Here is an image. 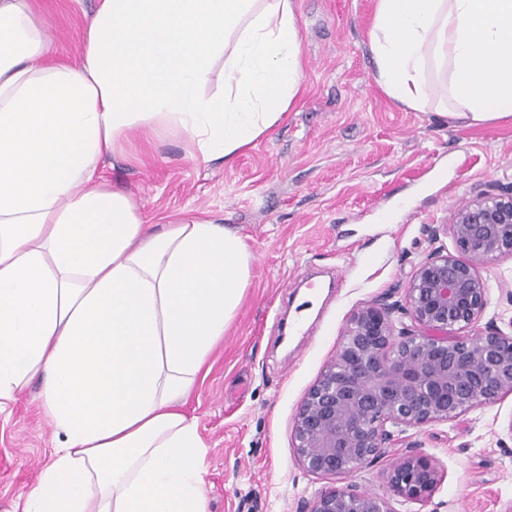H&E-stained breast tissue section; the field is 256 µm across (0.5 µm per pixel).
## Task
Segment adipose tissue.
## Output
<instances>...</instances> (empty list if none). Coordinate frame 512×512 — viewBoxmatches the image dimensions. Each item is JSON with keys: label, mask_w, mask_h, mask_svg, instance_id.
I'll return each mask as SVG.
<instances>
[{"label": "adipose tissue", "mask_w": 512, "mask_h": 512, "mask_svg": "<svg viewBox=\"0 0 512 512\" xmlns=\"http://www.w3.org/2000/svg\"><path fill=\"white\" fill-rule=\"evenodd\" d=\"M368 40L398 105L512 123V0H375ZM303 91L295 0H100L70 61L0 0V410L39 380L53 428L25 512H207L183 406L253 253L209 220L150 231L102 164L133 131L232 162Z\"/></svg>", "instance_id": "1"}]
</instances>
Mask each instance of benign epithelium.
<instances>
[{"label": "benign epithelium", "mask_w": 512, "mask_h": 512, "mask_svg": "<svg viewBox=\"0 0 512 512\" xmlns=\"http://www.w3.org/2000/svg\"><path fill=\"white\" fill-rule=\"evenodd\" d=\"M442 230L461 256L436 252L422 262L405 303H392L386 294L351 314L336 358L296 414L293 448L306 471L346 476L412 428L452 420L512 394V334L491 323L476 336L454 335L490 304L480 268L493 255L512 256V191L478 194ZM398 314L412 327H396ZM387 479L401 502L424 503L442 473L409 442ZM299 512L396 510L384 497L336 487L302 502Z\"/></svg>", "instance_id": "1"}]
</instances>
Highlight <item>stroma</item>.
Listing matches in <instances>:
<instances>
[{
    "mask_svg": "<svg viewBox=\"0 0 512 512\" xmlns=\"http://www.w3.org/2000/svg\"><path fill=\"white\" fill-rule=\"evenodd\" d=\"M61 60L75 58L99 0H35ZM374 0H296L305 92L287 121L231 165L190 157L176 136L102 172L139 200L149 223L204 216L237 231L254 254L234 321L184 406L207 445L208 512H297L335 486L390 497L400 512H512V395L415 429L443 477L425 504L391 498L392 444L344 477L315 475L293 448L295 415L335 357L346 322L378 296L403 299L413 272L450 236L479 192L512 188V124L467 127L412 112L377 86L366 37ZM491 304L465 328L495 321L512 334V258L481 270ZM32 381L0 413V512H21L51 462L52 430Z\"/></svg>",
    "mask_w": 512,
    "mask_h": 512,
    "instance_id": "stroma-1",
    "label": "stroma"
}]
</instances>
